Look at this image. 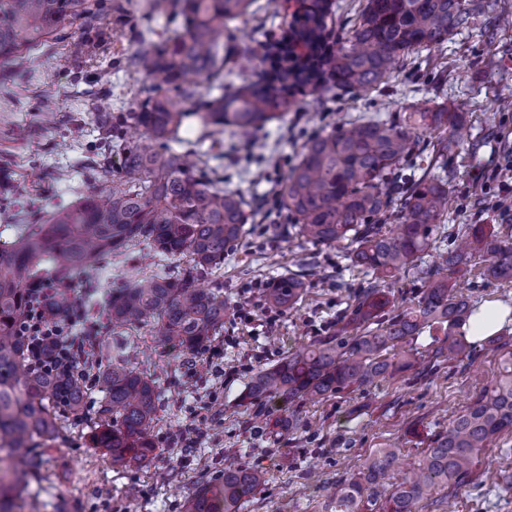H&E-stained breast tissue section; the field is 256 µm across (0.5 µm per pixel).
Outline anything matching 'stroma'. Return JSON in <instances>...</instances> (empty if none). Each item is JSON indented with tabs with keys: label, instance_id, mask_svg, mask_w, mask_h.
Segmentation results:
<instances>
[{
	"label": "stroma",
	"instance_id": "35a3bbf8",
	"mask_svg": "<svg viewBox=\"0 0 512 512\" xmlns=\"http://www.w3.org/2000/svg\"><path fill=\"white\" fill-rule=\"evenodd\" d=\"M146 0H103L95 27L71 32L36 51L25 72L0 63V170L14 186V199L29 224L42 223L58 207L97 189L83 165L97 139L89 116L93 94L105 95L113 111L131 112L147 85L144 74L120 67L141 21ZM512 13V0H481L470 31L442 48L422 52L366 96L331 90L302 95L295 112L250 136L224 134L219 150L224 175L255 200L247 234L234 244L220 271L206 285L230 306L224 329L198 353L161 346L153 328L129 333L135 366L157 381L162 401L154 428L157 457L146 466L113 464L108 451L93 447L90 427L101 394L90 386L82 417L67 421L64 443L48 449L44 479L35 484L25 512H54L60 502L78 512H185L204 476L228 467L264 469L266 481L242 512H336L331 487L378 449L399 441L398 482L417 465L432 438L497 373L499 352L477 349L472 361L425 374L407 372L367 388L304 403L302 425L289 429L278 402H268L267 422L240 400L252 376L313 337L335 329L340 311L365 271L351 266L345 245L315 246L277 235L287 223L274 191L298 161L306 138L337 128L359 115L388 117L412 103L433 99L466 113L470 127L448 162L445 233L464 224H498L488 210L496 169L512 160V29L484 35L493 19ZM52 124H45L46 114ZM269 148L273 164L265 179L240 181L236 170L247 148ZM307 273V288L287 311L270 307L266 288L284 274ZM205 418L208 435L186 447L187 423ZM512 472V434H502L480 455L473 478L455 496V512H512L506 496L489 480Z\"/></svg>",
	"mask_w": 512,
	"mask_h": 512
}]
</instances>
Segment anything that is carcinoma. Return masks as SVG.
<instances>
[{
  "label": "carcinoma",
  "instance_id": "cac0c4a2",
  "mask_svg": "<svg viewBox=\"0 0 512 512\" xmlns=\"http://www.w3.org/2000/svg\"><path fill=\"white\" fill-rule=\"evenodd\" d=\"M99 0H0V61L24 66L37 48L100 18ZM256 0H147L146 13L180 25L159 34L148 27L132 40L128 67L155 84L142 90L136 112L116 114L104 105L91 117L101 140L94 178L104 195L87 193L42 224H18L0 244V512H24L32 482L43 479L44 450L61 442L63 415L82 414L87 385L83 362L106 351L99 336H74L72 370L48 377L34 370L15 323L29 288L48 277L70 276L111 258L125 264L122 286L106 297L112 325V364L94 374L102 393L91 432L115 465L147 464L156 457L153 428L162 399L157 382L132 365L122 330L156 329L159 341L190 352L224 329L228 306L201 281L224 266L228 248L245 235L249 200L209 175L214 155L201 146L226 131L244 134L282 121L296 95L331 86L368 95L410 54L439 47L472 28L476 0H365L354 22L327 26L332 0H311L291 35L310 49L304 64L283 42H262L264 24L243 40L232 23L255 14ZM255 78L224 86V66L235 57L257 58ZM199 136H181L186 119ZM467 125L461 112L427 103L388 118L346 123L305 142L299 161L278 185L276 200L294 218L288 230L313 245L350 241L348 259L372 274L353 293L336 321V333L313 338L278 364L258 370L242 399L264 411L279 398L291 406L360 388L420 368L471 360L474 346L461 334L475 311L459 298L448 273L460 272L479 253L481 278L512 283V224H467L442 246L439 229L448 215V179L410 178L404 164L418 148V130L436 134L434 165L448 167V152ZM120 167H112V156ZM147 251L162 272L129 263ZM436 253L432 265L419 263ZM409 269L422 288L412 303L390 306L395 277ZM304 278L290 273L266 289L274 308H291ZM444 337L427 354L404 349L424 329ZM512 432V351L497 376L430 443L416 468L392 490L379 487L400 448L379 449L336 491V512H423L472 480L478 455L502 433ZM257 467H229L200 482L186 512H240L263 483Z\"/></svg>",
  "mask_w": 512,
  "mask_h": 512
}]
</instances>
